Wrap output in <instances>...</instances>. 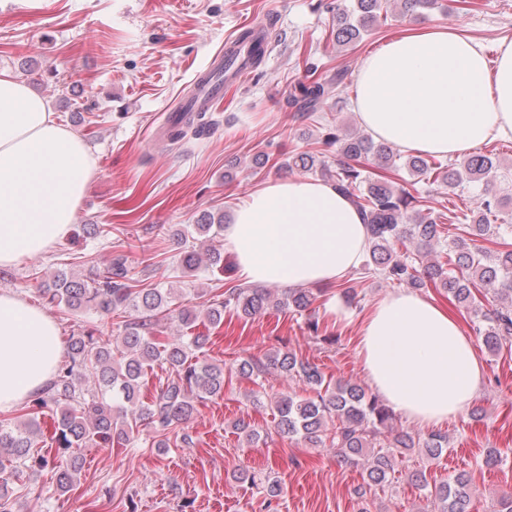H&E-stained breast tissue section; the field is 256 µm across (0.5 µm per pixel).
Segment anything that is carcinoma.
Wrapping results in <instances>:
<instances>
[{
    "instance_id": "carcinoma-1",
    "label": "carcinoma",
    "mask_w": 512,
    "mask_h": 512,
    "mask_svg": "<svg viewBox=\"0 0 512 512\" xmlns=\"http://www.w3.org/2000/svg\"><path fill=\"white\" fill-rule=\"evenodd\" d=\"M389 0H336L324 4L332 14L336 44L354 45L362 36L384 21L382 11ZM437 0H398L400 13L414 15ZM261 31L242 29L238 44H251L250 65H260L265 50L260 47ZM311 65L308 82L295 86L288 105L302 118H310L329 100L344 101L341 93L350 82L346 67L317 73ZM194 125L192 109L185 107L170 123L171 140L186 137ZM321 144L336 147L340 160L331 165L318 154L301 153L291 157L284 168L317 175L334 184L346 195L363 217L369 234V250L362 271L408 288L439 289L448 299L471 310L473 330L485 347L499 353L512 344V213L505 202L489 193L478 198L471 223L463 232L446 234L442 219L446 214L432 208L417 209L419 200L404 186L373 177L361 160L370 159L382 169L397 167L400 154L392 144L361 133L345 134L341 129H326ZM412 176L431 180L455 192L465 181H485L496 173L498 161L487 154H475L461 163H445L420 155L405 163ZM224 230L222 216L205 215L200 223L179 228L177 241L187 243L193 235L201 237L184 252L185 272L194 273L202 265L224 261V251L215 239ZM494 239L498 249L482 244ZM429 256L436 247H446V261L429 260L415 265L407 244ZM489 295L494 307L484 309L481 296ZM40 297L51 307L64 305L75 313L94 309L106 315L125 314L120 333L104 340L87 331L68 341L67 357L54 377L30 396L20 423H0V512H21L13 486L23 487L41 472H53L55 493L62 496L74 487L83 467L81 449L110 446L129 441L140 428L151 426L159 440L154 448L192 443L185 425L192 419L196 404L224 395L227 375L224 365L197 355L209 342L210 329L224 322V310L232 308L245 317L271 307L305 312L317 300L310 288H290L274 296L266 288L234 285L215 295L203 308L179 303L182 293L176 288H139L130 276L127 258L122 253L111 257L94 277L81 279L59 272L40 289ZM177 323L181 335L161 336L157 326L162 319ZM165 363L171 370L166 382L151 398L144 388L154 374V366ZM234 374L264 379L272 374L297 378L306 386L304 395H280L270 401L274 431L296 438L309 448H331L344 465H363V489H384L395 478L400 464L418 454L431 460L448 451V434L414 435L394 425V414L376 394L347 380L325 378L314 365L299 359L289 350L276 349L263 358L240 361ZM52 421V451L38 447L42 424ZM234 429L246 443L262 440L260 432L245 420ZM509 448H489L481 467L498 468L509 459ZM416 488L424 492L421 512H472L473 478L467 471L456 472L433 486L424 468L409 472ZM238 479L261 489L267 508L276 512L281 497L280 483L263 472L243 470Z\"/></svg>"
}]
</instances>
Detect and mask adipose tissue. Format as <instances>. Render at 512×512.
Here are the masks:
<instances>
[{"label":"adipose tissue","instance_id":"1","mask_svg":"<svg viewBox=\"0 0 512 512\" xmlns=\"http://www.w3.org/2000/svg\"><path fill=\"white\" fill-rule=\"evenodd\" d=\"M356 81L359 119L376 139L452 159L512 140L511 38L499 41L491 65L457 29H413L370 54ZM95 175L84 141L57 121L51 103L1 70L0 267L63 240ZM224 244L244 282L329 286L363 262L367 229L331 183L288 178L245 198ZM61 354L52 315L0 292V410L49 382ZM359 357L377 395L420 426L462 416L480 396L484 364L471 338L447 308L411 291L376 303Z\"/></svg>","mask_w":512,"mask_h":512}]
</instances>
